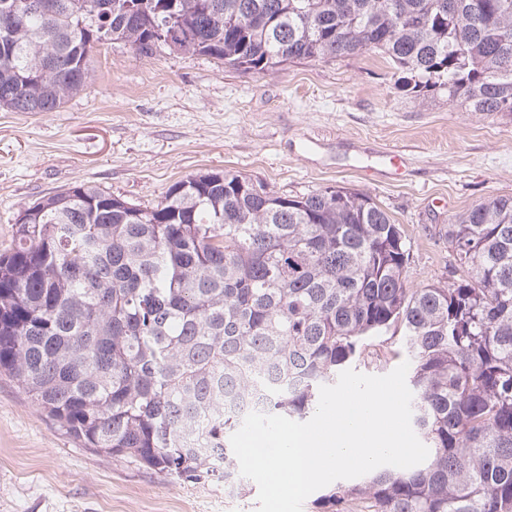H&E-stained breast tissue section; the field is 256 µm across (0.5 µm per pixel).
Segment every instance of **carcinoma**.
<instances>
[{
  "instance_id": "cac0c4a2",
  "label": "carcinoma",
  "mask_w": 512,
  "mask_h": 512,
  "mask_svg": "<svg viewBox=\"0 0 512 512\" xmlns=\"http://www.w3.org/2000/svg\"><path fill=\"white\" fill-rule=\"evenodd\" d=\"M0 0V109L54 112L91 53L164 46L264 73L386 55L397 84L512 118V0ZM0 253V370L83 447L248 493L230 437L303 421L352 362L409 361L429 449L321 496L332 512H512V197L448 219L466 268L408 288L400 225L341 187L288 197L203 173L151 208L81 183Z\"/></svg>"
}]
</instances>
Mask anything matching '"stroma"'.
<instances>
[{
	"instance_id": "stroma-1",
	"label": "stroma",
	"mask_w": 512,
	"mask_h": 512,
	"mask_svg": "<svg viewBox=\"0 0 512 512\" xmlns=\"http://www.w3.org/2000/svg\"><path fill=\"white\" fill-rule=\"evenodd\" d=\"M92 68L57 111L0 110V252L19 210L49 193L89 183L150 207L178 180L224 171L291 197L370 196L405 233L408 287H446L462 274L449 216L512 196V119L407 94L379 54L257 73L115 43ZM257 496L83 447L0 374V512H256Z\"/></svg>"
}]
</instances>
